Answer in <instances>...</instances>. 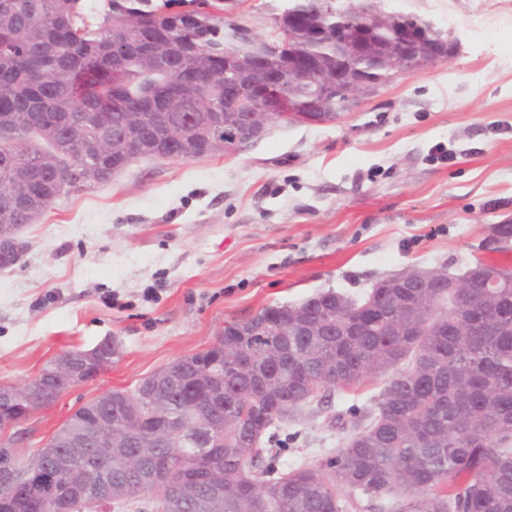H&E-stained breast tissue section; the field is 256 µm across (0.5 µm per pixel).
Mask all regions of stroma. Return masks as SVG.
Returning a JSON list of instances; mask_svg holds the SVG:
<instances>
[{"label":"stroma","mask_w":512,"mask_h":512,"mask_svg":"<svg viewBox=\"0 0 512 512\" xmlns=\"http://www.w3.org/2000/svg\"><path fill=\"white\" fill-rule=\"evenodd\" d=\"M284 6L239 0L224 20L263 36ZM386 8L446 24L452 55L358 95L335 122L275 124L235 152L138 160L21 230L20 261L0 270V386L106 339L117 353L23 425L20 455L105 392L206 349L226 322L328 289L360 296L412 266L459 276L494 259L493 227L512 224V0ZM382 383L280 422L279 468L342 446L352 426L330 416L371 406Z\"/></svg>","instance_id":"stroma-1"}]
</instances>
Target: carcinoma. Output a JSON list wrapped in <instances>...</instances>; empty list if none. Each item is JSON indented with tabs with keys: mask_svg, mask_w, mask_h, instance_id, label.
<instances>
[{
	"mask_svg": "<svg viewBox=\"0 0 512 512\" xmlns=\"http://www.w3.org/2000/svg\"><path fill=\"white\" fill-rule=\"evenodd\" d=\"M217 10L210 0L181 13L158 0H110L103 13L86 0H0V128L26 143L0 146V226L24 224L62 194L106 184L136 160L223 148L224 123L240 117L220 110L226 100L242 95L250 111L265 112L277 90L283 125L288 112L332 122L336 86L384 85L398 49L425 60L439 46L425 34V19L386 13L376 0L333 14L293 0L260 46L237 39V25L224 24ZM303 55L315 62L318 88L298 81ZM129 112L142 119L128 123ZM86 118L107 150L82 143V166L63 187L56 177ZM170 126L193 135L171 142L161 136ZM487 267L501 276L492 288L485 287ZM465 276L474 294H489L475 314L446 286H375L348 298L331 324L324 323L336 305L330 289L304 299L303 316L283 303L250 317L259 327L278 308L303 322L286 341L244 336L241 322L226 323L207 349L139 383L158 407L146 405L137 425L172 430L168 446L143 451L130 440L104 458L80 449L94 481L67 507L97 508L103 478L115 507L164 512L166 488L144 478L174 450L195 487L186 512H512V262L478 259ZM234 349L243 356L239 370L224 363ZM256 363L288 374V402L297 411L328 404L369 377L386 380L371 406L347 409L354 434L342 447L317 465L281 472L273 431L281 417L254 405L263 390ZM29 390L56 401L53 365L23 386H0V415L17 411V395ZM125 397L139 393L113 390L75 411L33 453L39 465L0 500V512H46L65 485L59 463L73 451L69 442L89 440L100 419L122 417ZM242 412L244 427L235 421Z\"/></svg>",
	"mask_w": 512,
	"mask_h": 512,
	"instance_id": "1",
	"label": "carcinoma"
}]
</instances>
